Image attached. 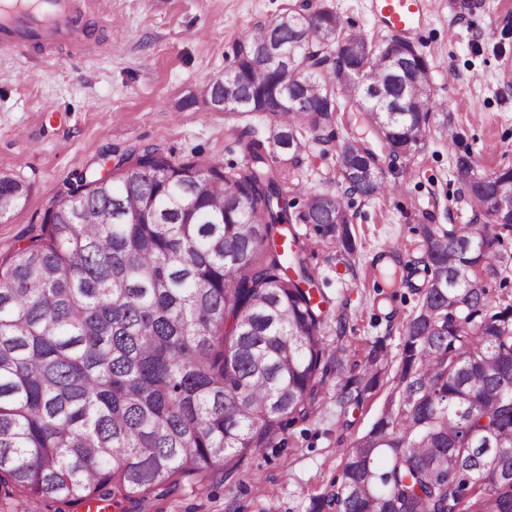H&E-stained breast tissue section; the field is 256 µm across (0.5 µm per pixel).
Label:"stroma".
I'll return each mask as SVG.
<instances>
[{"label": "stroma", "instance_id": "obj_1", "mask_svg": "<svg viewBox=\"0 0 512 512\" xmlns=\"http://www.w3.org/2000/svg\"><path fill=\"white\" fill-rule=\"evenodd\" d=\"M423 33L411 41L431 71L430 135L422 148L381 176L394 194L353 198L349 213L359 256L337 259L335 242L314 238L310 265L320 288L344 315L324 336L343 348L348 368L362 371L374 338L387 339L397 360L405 324L427 281L419 232L425 219L445 230L472 223L458 167L478 174L512 167V0H429ZM300 0H112L123 23L111 39L105 23L86 25L84 45L18 55L0 50V175L15 177L28 195L0 216V261L40 234L46 212L67 182L91 163L131 145L156 146L175 160L240 164L232 128L267 134L256 113L229 116L177 102L224 74L234 47L255 28ZM340 18L346 30L379 44L389 31L369 0H311ZM457 134L449 145L446 128ZM337 156L309 148L291 176L304 192H339ZM315 414L285 427L273 447L247 456L232 478L216 469L205 486L182 482L171 494L123 502L109 512H306L312 497L335 482L350 443L384 407L378 392L358 408L336 403V372L328 370Z\"/></svg>", "mask_w": 512, "mask_h": 512}]
</instances>
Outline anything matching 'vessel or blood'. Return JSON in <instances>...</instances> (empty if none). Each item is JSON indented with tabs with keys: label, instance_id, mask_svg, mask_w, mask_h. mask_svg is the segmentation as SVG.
<instances>
[{
	"label": "vessel or blood",
	"instance_id": "vessel-or-blood-1",
	"mask_svg": "<svg viewBox=\"0 0 512 512\" xmlns=\"http://www.w3.org/2000/svg\"><path fill=\"white\" fill-rule=\"evenodd\" d=\"M373 13L387 28L420 31L424 0H372ZM108 19L105 0H0V50L24 53L34 45H77L84 11Z\"/></svg>",
	"mask_w": 512,
	"mask_h": 512
}]
</instances>
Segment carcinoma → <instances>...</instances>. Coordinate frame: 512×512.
Returning <instances> with one entry per match:
<instances>
[{
    "mask_svg": "<svg viewBox=\"0 0 512 512\" xmlns=\"http://www.w3.org/2000/svg\"><path fill=\"white\" fill-rule=\"evenodd\" d=\"M312 32L268 20L236 47L235 65L186 108L232 93L275 131L235 130L244 163L176 162L156 147L127 148L110 175L79 178L65 207L47 211L42 233L0 263V495L118 504L163 496L219 465L236 471L288 424L313 416L336 361V402L360 407L390 383L381 415L348 448L331 488L309 512H512V302L491 305L484 276L512 260L498 251L512 216L500 186L512 168L473 173L459 159L482 216L462 231L420 225L429 278L388 373L385 338L348 373L331 352L329 300L308 265L310 224L357 253L343 195L371 198L382 169L423 145L431 105L425 56L398 36L372 45L328 8L309 11ZM368 48L331 61L317 29ZM275 38L293 53L289 72L254 51ZM404 55L405 81L383 62ZM359 72L363 86L336 77ZM382 87L403 111L361 99ZM358 115L366 136L338 148L343 193H309L295 213L297 167L311 140L335 139L333 120ZM28 188L0 175V215Z\"/></svg>",
    "mask_w": 512,
    "mask_h": 512,
    "instance_id": "obj_1",
    "label": "carcinoma"
}]
</instances>
